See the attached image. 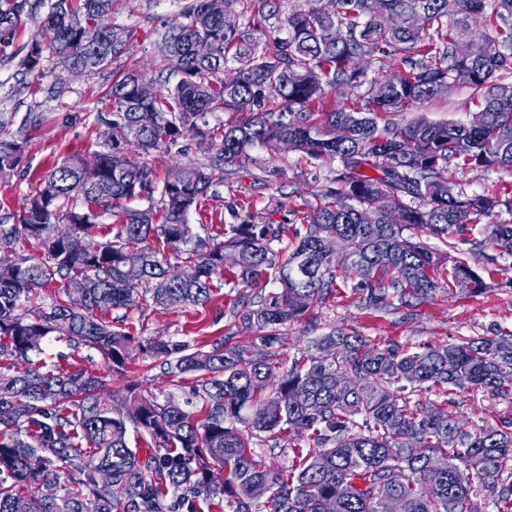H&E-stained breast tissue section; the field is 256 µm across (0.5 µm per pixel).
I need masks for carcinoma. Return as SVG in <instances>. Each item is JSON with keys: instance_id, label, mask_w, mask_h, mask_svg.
I'll return each instance as SVG.
<instances>
[{"instance_id": "carcinoma-1", "label": "carcinoma", "mask_w": 512, "mask_h": 512, "mask_svg": "<svg viewBox=\"0 0 512 512\" xmlns=\"http://www.w3.org/2000/svg\"><path fill=\"white\" fill-rule=\"evenodd\" d=\"M117 2L50 0L40 19L44 0H0V44L22 18L38 19L51 41L33 39L20 67L36 73L47 51L85 73L104 72L135 37L108 23ZM237 2L187 0L156 44L165 77L134 66L112 72L111 108L94 117L101 149L56 163L17 223L0 226V251L24 241L43 250L0 264V512H167L171 492L190 510L200 496H220L228 512H390L393 500L399 512H479L473 497L488 482L512 507V419L470 431L448 411L471 389L512 395L511 338L407 350L332 332L288 368L280 358L288 322L322 306L343 271L374 309L425 300L446 273L472 294L486 289L465 259L442 257L403 232L415 226L447 238L512 209V201L470 194L448 177L452 166L512 170V0H329V8L288 0L285 12L283 0H268V17L285 32L271 47L249 22L226 25L227 14L243 17ZM418 13L421 28L413 25ZM331 28L336 42L325 38ZM199 39L212 47L205 58L194 52ZM374 60L370 77L360 63ZM446 87L469 90L483 125L379 124L381 114L421 105ZM336 88L351 98L329 104ZM222 110L250 117L204 120ZM186 138L211 142L214 157L156 186L149 157ZM284 138L309 159L339 162L336 187L308 206L305 223L290 229L248 215L222 241L194 234L187 215L216 174L240 172L253 147L275 149ZM24 151L23 140H0V174ZM140 198L146 208L126 206ZM110 211L121 224L101 242L96 220ZM482 232L512 256V224ZM325 238L345 254H326ZM130 251L143 257L134 274L125 269ZM173 259L185 270L173 272ZM228 263L247 288L279 285L233 308L254 334L249 344L226 336L176 358L164 342L152 349L169 375L194 376L202 417L190 401L136 395L133 382L127 395L106 398L102 377L45 357L50 338L64 339L126 374L130 336L98 313L147 301L166 310L205 305ZM59 278L66 298L22 308ZM433 390L442 400L416 398ZM130 427L146 455L129 445ZM262 433H293L308 451L298 450L288 467L270 465L252 451ZM68 471L82 478L61 481Z\"/></svg>"}]
</instances>
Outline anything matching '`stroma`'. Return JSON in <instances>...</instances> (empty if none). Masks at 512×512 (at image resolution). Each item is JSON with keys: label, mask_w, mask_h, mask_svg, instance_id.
I'll return each mask as SVG.
<instances>
[{"label": "stroma", "mask_w": 512, "mask_h": 512, "mask_svg": "<svg viewBox=\"0 0 512 512\" xmlns=\"http://www.w3.org/2000/svg\"><path fill=\"white\" fill-rule=\"evenodd\" d=\"M182 5L183 0H120L111 21L134 27L136 37L118 58V65L134 64L154 73L157 33ZM36 38L46 43L50 34L38 29L33 21H24L13 33L8 56L0 55V127L5 130V139L26 142L19 166L0 176V225L15 223L17 212L38 189L40 176L53 164L98 148L93 117L106 106L101 91L108 73L72 74L50 56L44 57L39 75L22 73L9 56L25 54ZM473 110L467 89L458 87L423 106L388 114L387 119L399 126L419 119L466 124L471 121ZM182 146V157L166 153L152 156L157 181L167 179L176 162L205 165L214 154L206 141L188 138ZM251 154L254 161L247 169L214 182L201 204L190 210L187 222L194 233L221 237L238 214L251 215L258 224L298 223L307 212V203L313 200V192L332 187L338 168L336 160H310L289 149L257 146ZM449 175L467 191H489L512 198V171L453 168ZM470 238L474 246L466 258L486 284L483 293L467 295L457 288L442 289L410 308L396 305L373 310L359 306L350 287H342L312 315L289 324L283 361L291 362L315 338L333 331L363 337L382 348L407 349L466 336L512 334V256L483 241L481 233H471ZM250 294V289L226 284L214 290L203 307L163 310L146 305L128 311L123 325L124 332L132 338L127 368L137 383L138 394L161 398L172 393L181 399L193 385L192 376L187 375L180 388H173L161 363L147 354L152 340L166 341L173 348L185 342L203 348L225 336L234 337L239 343L249 342L250 332L233 317L231 308ZM510 415L512 396L498 398L483 391L464 392L455 409L459 423L469 430L497 424Z\"/></svg>", "instance_id": "1"}]
</instances>
